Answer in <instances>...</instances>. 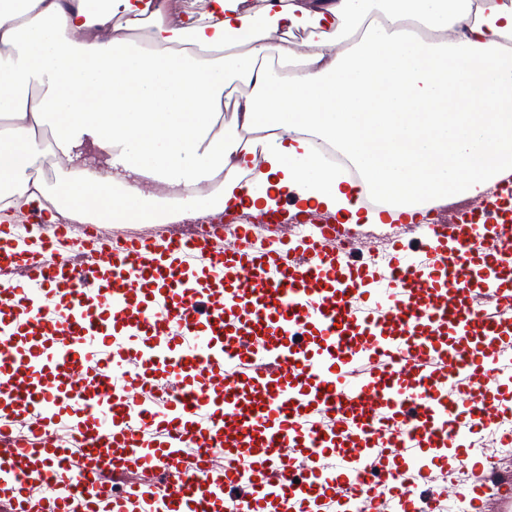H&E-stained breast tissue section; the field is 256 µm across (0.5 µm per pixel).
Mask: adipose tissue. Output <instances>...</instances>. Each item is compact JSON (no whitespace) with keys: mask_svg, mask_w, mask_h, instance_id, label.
<instances>
[{"mask_svg":"<svg viewBox=\"0 0 512 512\" xmlns=\"http://www.w3.org/2000/svg\"><path fill=\"white\" fill-rule=\"evenodd\" d=\"M167 5L0 0L1 213L163 224L290 196L420 224L512 173V0H206L180 26Z\"/></svg>","mask_w":512,"mask_h":512,"instance_id":"ef3b65f1","label":"adipose tissue"}]
</instances>
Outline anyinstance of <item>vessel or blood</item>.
I'll return each mask as SVG.
<instances>
[{"instance_id":"b4317fda","label":"vessel or blood","mask_w":512,"mask_h":512,"mask_svg":"<svg viewBox=\"0 0 512 512\" xmlns=\"http://www.w3.org/2000/svg\"><path fill=\"white\" fill-rule=\"evenodd\" d=\"M27 232L0 224V512H512V432L477 437L512 419V175L380 241ZM379 249L385 288L349 262Z\"/></svg>"}]
</instances>
